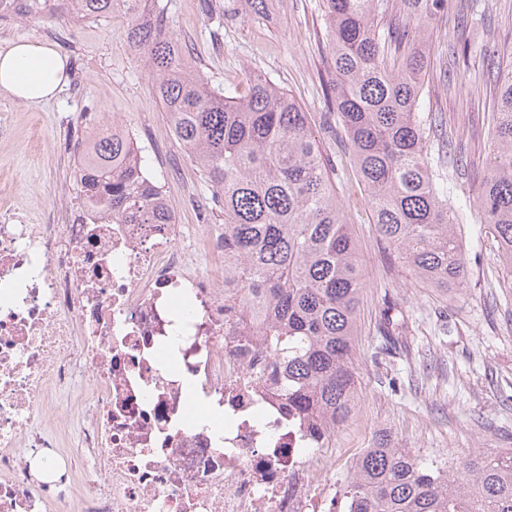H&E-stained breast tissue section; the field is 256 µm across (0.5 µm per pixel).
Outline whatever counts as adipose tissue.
<instances>
[{
    "instance_id": "obj_1",
    "label": "adipose tissue",
    "mask_w": 512,
    "mask_h": 512,
    "mask_svg": "<svg viewBox=\"0 0 512 512\" xmlns=\"http://www.w3.org/2000/svg\"><path fill=\"white\" fill-rule=\"evenodd\" d=\"M67 80L66 62L52 47L18 40L0 51V91L35 103L53 97Z\"/></svg>"
}]
</instances>
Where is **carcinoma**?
I'll return each mask as SVG.
<instances>
[{
	"label": "carcinoma",
	"instance_id": "obj_1",
	"mask_svg": "<svg viewBox=\"0 0 512 512\" xmlns=\"http://www.w3.org/2000/svg\"><path fill=\"white\" fill-rule=\"evenodd\" d=\"M148 0H12L8 16L108 18L116 5L131 19L128 42L143 53L176 144L214 189L224 214V278L280 374L288 414L330 444L357 406L353 359L365 288L356 238L332 184L320 140L293 96L262 75L248 92L215 88L185 59L182 46ZM330 56L323 85L333 111L323 122L342 131L364 186L372 223L386 248L428 288L465 285L462 228L491 235L512 270V45L496 79L493 148L476 201L453 202L454 173L442 120L420 99L427 59L426 22L448 19L449 0H322ZM88 208L121 224H169L171 211L146 175L129 135L94 136L76 172ZM405 319L382 308L376 332L389 344ZM351 512H512V448L466 458L444 470L391 435H378L352 464Z\"/></svg>",
	"mask_w": 512,
	"mask_h": 512
}]
</instances>
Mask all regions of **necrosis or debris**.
Instances as JSON below:
<instances>
[{
	"mask_svg": "<svg viewBox=\"0 0 512 512\" xmlns=\"http://www.w3.org/2000/svg\"><path fill=\"white\" fill-rule=\"evenodd\" d=\"M258 326L207 212H1L0 512H322L329 461L289 416Z\"/></svg>",
	"mask_w": 512,
	"mask_h": 512,
	"instance_id": "1",
	"label": "necrosis or debris"
}]
</instances>
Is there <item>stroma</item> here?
Returning <instances> with one entry per match:
<instances>
[{
	"mask_svg": "<svg viewBox=\"0 0 512 512\" xmlns=\"http://www.w3.org/2000/svg\"><path fill=\"white\" fill-rule=\"evenodd\" d=\"M168 30L186 59L215 87L248 89L261 72L289 92L311 116L314 134L334 168L338 194H354L345 216L359 245L366 287L360 303L362 334L354 360L361 406L336 434V490L344 492L356 455L375 433L423 460L458 464L466 457L512 448V272L498 258L492 237L462 233L468 278L446 295L424 287L388 255L371 222L349 148L323 122L328 110L321 76L326 69L320 0H281L270 14L250 12L243 0H157ZM468 28L429 19L424 101L453 134L455 149L470 161L457 180V196L475 200L492 141V43L512 38V0H467ZM128 18L0 22V48L18 38L45 41L68 60L69 79L44 103H24L0 93V208L28 224H57L77 198L74 173L85 143L102 126L120 120L141 148L147 169L174 200L209 201L211 187L178 147L156 99L144 63L127 39ZM468 42L466 56L451 60L449 43ZM455 68L461 79H446ZM409 323L408 345L375 358V316L385 304Z\"/></svg>",
	"mask_w": 512,
	"mask_h": 512,
	"instance_id": "35a3bbf8",
	"label": "stroma"
}]
</instances>
